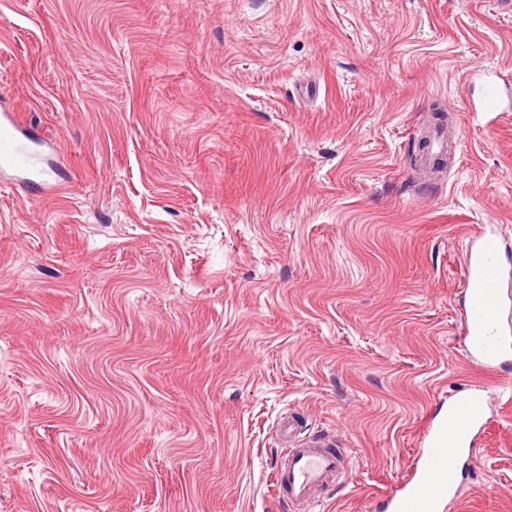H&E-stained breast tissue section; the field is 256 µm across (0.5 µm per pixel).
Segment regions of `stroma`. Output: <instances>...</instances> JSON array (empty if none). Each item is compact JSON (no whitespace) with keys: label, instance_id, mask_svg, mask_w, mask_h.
<instances>
[{"label":"stroma","instance_id":"stroma-1","mask_svg":"<svg viewBox=\"0 0 512 512\" xmlns=\"http://www.w3.org/2000/svg\"><path fill=\"white\" fill-rule=\"evenodd\" d=\"M483 69L512 90V0H0V108L60 187L0 177V512H287L291 414L350 460L319 512H371L470 384L459 495L512 512V363L460 337L469 237L512 240Z\"/></svg>","mask_w":512,"mask_h":512}]
</instances>
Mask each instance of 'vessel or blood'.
Segmentation results:
<instances>
[{
    "mask_svg": "<svg viewBox=\"0 0 512 512\" xmlns=\"http://www.w3.org/2000/svg\"><path fill=\"white\" fill-rule=\"evenodd\" d=\"M499 106V86L488 82L478 120L496 126ZM38 145L37 137L24 130L18 113H0L1 172L33 171ZM503 245L496 232H481L466 244L462 271L466 306L460 334L470 359L490 374L512 360V320L505 317L512 304V292L505 289L512 272L501 261ZM487 407L480 387L449 395L447 423L428 429L411 477L381 499L382 512H441L448 501L458 500V462L475 460L477 436L488 421ZM288 439L290 446L273 471L275 493L299 512H313L346 475L344 457L325 437L303 435L301 425L293 420L288 423Z\"/></svg>",
    "mask_w": 512,
    "mask_h": 512,
    "instance_id": "b4317fda",
    "label": "vessel or blood"
}]
</instances>
